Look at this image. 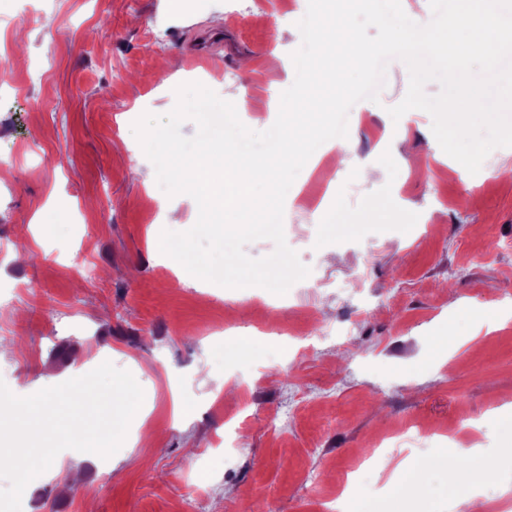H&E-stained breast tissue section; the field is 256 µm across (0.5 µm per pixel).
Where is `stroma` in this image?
Listing matches in <instances>:
<instances>
[{"mask_svg":"<svg viewBox=\"0 0 512 512\" xmlns=\"http://www.w3.org/2000/svg\"><path fill=\"white\" fill-rule=\"evenodd\" d=\"M295 2L0 0V341L20 347L0 380L38 390L105 352L144 392L115 454L69 487L38 476L22 512H322L372 441L481 416L487 484L412 471L400 503L378 469L351 508L462 512L475 492L512 486V419L490 415L512 397V320L483 330L472 316L512 294V251L499 249L512 240V177L487 162L461 175L426 111L392 121L404 62H388L377 101L357 104L364 125L348 127L353 161L385 176L363 182L327 155L291 185L307 202L285 238L310 273L287 294L179 282L159 249L163 230H189L190 206L141 182L150 161L133 122L173 110L172 79L234 103L280 96L296 73L268 62L302 43ZM325 201L335 218L312 223ZM356 269L360 287L339 296ZM354 310L349 336L316 339ZM443 336L468 341L444 364Z\"/></svg>","mask_w":512,"mask_h":512,"instance_id":"obj_1","label":"stroma"}]
</instances>
